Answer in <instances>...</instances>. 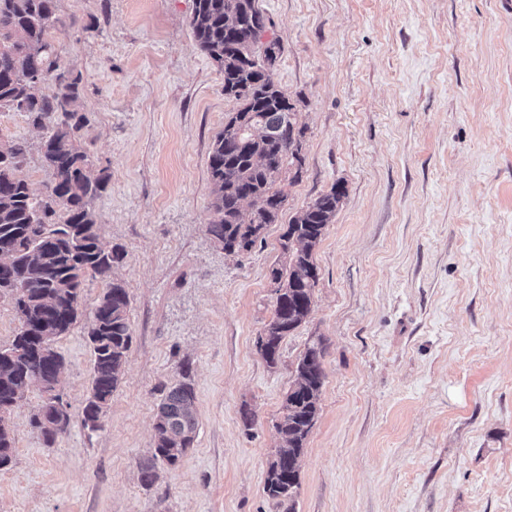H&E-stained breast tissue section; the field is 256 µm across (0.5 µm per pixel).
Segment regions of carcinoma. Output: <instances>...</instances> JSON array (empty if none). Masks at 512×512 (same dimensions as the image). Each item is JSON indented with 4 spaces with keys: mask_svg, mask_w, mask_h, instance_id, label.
<instances>
[{
    "mask_svg": "<svg viewBox=\"0 0 512 512\" xmlns=\"http://www.w3.org/2000/svg\"><path fill=\"white\" fill-rule=\"evenodd\" d=\"M67 26L57 14L56 0H0V109L25 112L45 130L43 160L53 171L48 194L39 197L17 175L26 148L0 143V297H9L19 317L11 343L0 345V469L12 462L14 437L6 415L33 386L60 380L64 358L56 341L78 317L86 276L98 277L106 290L94 309L88 332L92 352V398L82 407L84 428H101L112 394L124 373L133 334L128 320L129 296L122 281L112 278L124 253L104 241L97 229L94 202L108 176L93 170L80 141L85 116L82 76L60 65L54 34ZM190 26L201 48L224 74V96L239 102L225 116L224 130L212 142L208 169L215 214L206 232L228 254L250 251L265 227L275 223L287 195L276 188L284 171L302 166L301 137L288 95L267 71L261 37L266 17L256 0H194ZM54 82L50 96L38 85ZM345 189L335 184L301 208L281 235L282 264L270 270L276 284L271 321L258 337L257 349L270 367L277 364L281 344L312 311L318 279L313 253L336 217ZM255 209L245 215L244 204ZM322 341L308 344L299 357L292 384L274 427L283 446L269 462L264 492L295 512L300 488V461L317 421L325 380ZM190 366L166 391L153 425V450L139 462L143 483L150 485L160 465L180 462L197 432ZM53 416L51 400H42L31 425L50 446L64 426L40 422Z\"/></svg>",
    "mask_w": 512,
    "mask_h": 512,
    "instance_id": "carcinoma-1",
    "label": "carcinoma"
}]
</instances>
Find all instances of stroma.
<instances>
[{
    "label": "stroma",
    "instance_id": "stroma-1",
    "mask_svg": "<svg viewBox=\"0 0 512 512\" xmlns=\"http://www.w3.org/2000/svg\"><path fill=\"white\" fill-rule=\"evenodd\" d=\"M304 130L299 177L262 241L225 254L207 234L208 152L235 100L190 28L193 0H56L61 64L80 72L82 146L109 180L101 237L125 258L133 340L101 428L87 433V278L57 342L70 425L45 445L33 387L13 408L0 512H283L264 492L273 423L310 340L325 347L320 412L295 512H512V0H256ZM25 113L18 174L54 176ZM345 195L314 251L307 321L268 367L270 270L292 216ZM192 367L197 436L152 485L166 387Z\"/></svg>",
    "mask_w": 512,
    "mask_h": 512
}]
</instances>
